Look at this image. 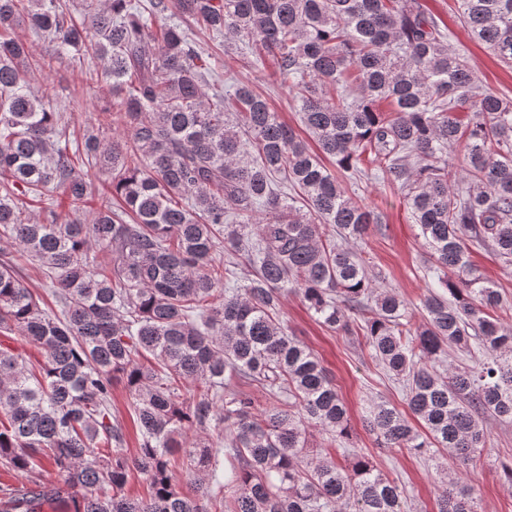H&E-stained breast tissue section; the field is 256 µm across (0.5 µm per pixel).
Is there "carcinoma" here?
<instances>
[{"label":"carcinoma","instance_id":"cac0c4a2","mask_svg":"<svg viewBox=\"0 0 512 512\" xmlns=\"http://www.w3.org/2000/svg\"><path fill=\"white\" fill-rule=\"evenodd\" d=\"M172 9L271 57L307 138L253 86L210 84L215 57L180 26H149L145 15ZM457 11L512 67V0H457ZM21 25L53 54L35 56ZM82 51L112 86L98 125L126 128L123 142L71 136L55 96L30 89V72ZM365 155L403 192L431 251L417 328L405 300L373 294L366 261L339 244L382 223L343 186L365 177ZM86 166L111 178L94 207ZM53 195L67 208L30 210ZM0 243L13 247L0 254V464L33 475L0 485V512H406L404 488L352 448L332 376L288 335V292L403 380L425 431L377 404L365 427L378 447L447 449L467 472L487 445L483 416L512 422V326L468 259L491 248L512 265V98L478 84L417 0H87L77 17L63 0H0ZM25 266L45 293L25 287ZM449 346L487 358L442 374L434 362ZM117 381L139 432L131 457L112 415ZM311 428L347 446L348 464L310 459ZM191 430L204 436L189 443ZM226 430L228 448L212 440ZM133 470L144 496L125 492ZM438 505L477 512L473 486L449 479Z\"/></svg>","mask_w":512,"mask_h":512}]
</instances>
